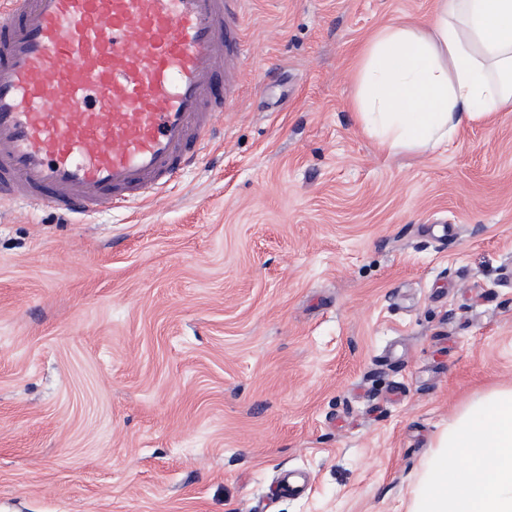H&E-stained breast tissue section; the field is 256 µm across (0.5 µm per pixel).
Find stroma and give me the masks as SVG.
Returning a JSON list of instances; mask_svg holds the SVG:
<instances>
[{
	"label": "stroma",
	"instance_id": "stroma-1",
	"mask_svg": "<svg viewBox=\"0 0 512 512\" xmlns=\"http://www.w3.org/2000/svg\"><path fill=\"white\" fill-rule=\"evenodd\" d=\"M434 5L249 0L199 166L133 209L0 205V512H407L512 385V113L389 158L349 106L356 47Z\"/></svg>",
	"mask_w": 512,
	"mask_h": 512
}]
</instances>
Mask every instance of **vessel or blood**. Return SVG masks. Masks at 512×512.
<instances>
[{"label":"vessel or blood","instance_id":"1","mask_svg":"<svg viewBox=\"0 0 512 512\" xmlns=\"http://www.w3.org/2000/svg\"><path fill=\"white\" fill-rule=\"evenodd\" d=\"M247 0H0V202L151 199L238 95Z\"/></svg>","mask_w":512,"mask_h":512}]
</instances>
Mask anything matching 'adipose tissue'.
Instances as JSON below:
<instances>
[{
  "label": "adipose tissue",
  "mask_w": 512,
  "mask_h": 512,
  "mask_svg": "<svg viewBox=\"0 0 512 512\" xmlns=\"http://www.w3.org/2000/svg\"><path fill=\"white\" fill-rule=\"evenodd\" d=\"M352 108L386 156L426 154L512 112V0H436L362 46ZM409 512H512V387L473 402L435 442Z\"/></svg>",
  "instance_id": "adipose-tissue-1"
}]
</instances>
